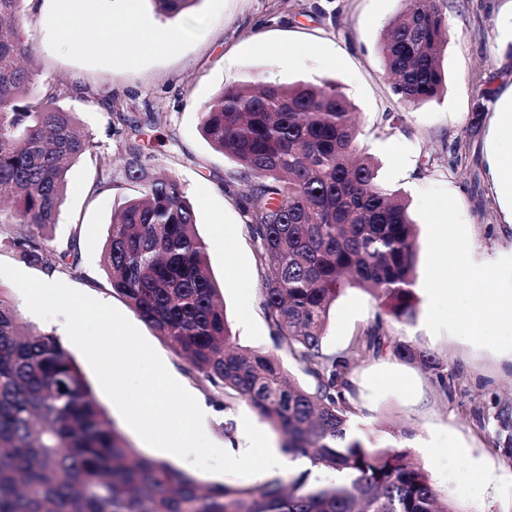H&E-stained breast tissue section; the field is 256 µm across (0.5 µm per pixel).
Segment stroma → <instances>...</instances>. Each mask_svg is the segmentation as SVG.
Here are the masks:
<instances>
[{"label":"stroma","instance_id":"stroma-1","mask_svg":"<svg viewBox=\"0 0 512 512\" xmlns=\"http://www.w3.org/2000/svg\"><path fill=\"white\" fill-rule=\"evenodd\" d=\"M78 7L93 18L133 13L181 28L182 38L172 51L151 54L120 33L104 51L92 31L75 40L60 35L55 0H29L26 65L38 84L61 88L59 105L76 112L96 145L94 155L71 166L60 219L49 232L52 253L69 240L79 244L78 265L57 268L59 280L127 311L110 287L101 253L113 214L139 193L126 178L136 143L149 171L177 178L193 206L238 346L272 349L254 245L238 204L241 187L226 182L235 164L205 140L200 113L239 83L336 82L357 113L360 144L380 162V182L402 192L417 225L416 317L408 325L388 321L386 330L434 353L446 374L438 379L390 354L359 359L350 373L354 423L378 439L398 436L439 495L453 496L465 512H512V321L499 312L500 294L512 290V209L490 168L493 155L512 153V129L499 125L493 107L512 91V0H448L451 35L440 59L445 85L416 107L394 94L379 50L401 0H198L173 18L153 0H79ZM485 92L493 104L480 113ZM131 119L142 127L135 140ZM474 122L478 133L466 138ZM103 159L112 188L97 192ZM459 243L488 286L477 335L464 317L465 290L451 297L430 290L436 254ZM377 311L369 293L345 288L330 310L325 351H350ZM137 328L178 382L208 407L204 430L213 443L241 444L257 431L262 439L254 454L280 446L255 410L240 402L221 409L222 393L190 375L188 363L149 326ZM62 345L96 386L82 352L70 339ZM95 394L128 442L147 451L103 389L96 386ZM228 419L236 424L230 441L224 437Z\"/></svg>","mask_w":512,"mask_h":512}]
</instances>
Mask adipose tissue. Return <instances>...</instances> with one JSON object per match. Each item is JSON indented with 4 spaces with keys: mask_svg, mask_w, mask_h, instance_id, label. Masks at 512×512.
<instances>
[{
    "mask_svg": "<svg viewBox=\"0 0 512 512\" xmlns=\"http://www.w3.org/2000/svg\"><path fill=\"white\" fill-rule=\"evenodd\" d=\"M58 2L57 27L60 33L68 35L80 28H94L99 35L98 43L103 49H111V36L120 31L134 37L148 52H167L174 49L178 42V34L175 30L160 29L152 23L132 17L121 21L109 17L91 21L73 8L71 0H58Z\"/></svg>",
    "mask_w": 512,
    "mask_h": 512,
    "instance_id": "ef3b65f1",
    "label": "adipose tissue"
}]
</instances>
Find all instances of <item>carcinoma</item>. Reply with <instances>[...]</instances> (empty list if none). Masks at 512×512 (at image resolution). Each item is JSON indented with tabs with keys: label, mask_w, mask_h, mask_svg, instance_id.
I'll return each instance as SVG.
<instances>
[{
	"label": "carcinoma",
	"mask_w": 512,
	"mask_h": 512,
	"mask_svg": "<svg viewBox=\"0 0 512 512\" xmlns=\"http://www.w3.org/2000/svg\"><path fill=\"white\" fill-rule=\"evenodd\" d=\"M27 0H0V224L26 264L55 270L44 232L57 224L68 165L94 148L76 130L59 89L38 86L21 65ZM175 17L199 0H154ZM446 0H403L380 43L399 99L417 106L444 85ZM201 131L231 156L245 228L262 273L261 299L274 350L232 342L209 268V243L174 177L137 158L128 179L140 195L112 217L101 263L157 336L225 399L253 408L282 437L281 450L310 468L288 483L202 484L191 473L131 447L57 336L26 326L0 289V512H465L439 498L398 439L352 428L351 360L323 350L331 305L342 290L371 294L379 311L356 340L364 355L418 361L439 377L428 350L389 335L386 318L409 323L416 224L398 193L378 181L357 142L352 105L336 83H250L227 88L201 116ZM303 365L300 385L284 363ZM338 474L311 480L312 471Z\"/></svg>",
	"instance_id": "obj_1"
}]
</instances>
